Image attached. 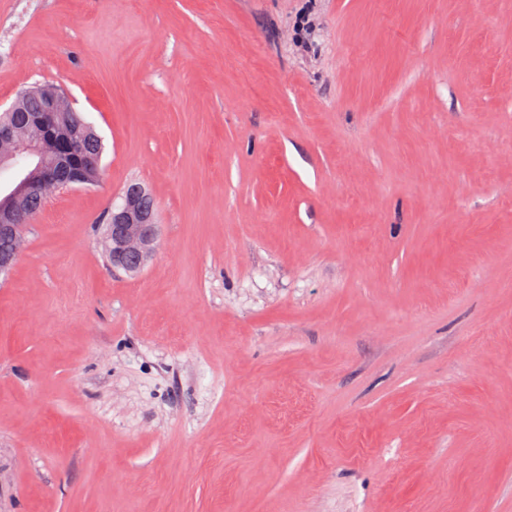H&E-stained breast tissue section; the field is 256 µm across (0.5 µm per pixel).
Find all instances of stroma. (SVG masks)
<instances>
[{
    "instance_id": "35a3bbf8",
    "label": "stroma",
    "mask_w": 512,
    "mask_h": 512,
    "mask_svg": "<svg viewBox=\"0 0 512 512\" xmlns=\"http://www.w3.org/2000/svg\"><path fill=\"white\" fill-rule=\"evenodd\" d=\"M33 84L103 177L0 282V512H512V0H0ZM111 224L109 214L105 224V255L112 269H121L128 275H137L145 267L158 243V224L154 198L140 183H131L122 192V203L113 206ZM108 224V235L106 233ZM109 238L112 240V246Z\"/></svg>"
}]
</instances>
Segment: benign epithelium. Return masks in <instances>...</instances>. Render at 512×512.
<instances>
[{"label":"benign epithelium","mask_w":512,"mask_h":512,"mask_svg":"<svg viewBox=\"0 0 512 512\" xmlns=\"http://www.w3.org/2000/svg\"><path fill=\"white\" fill-rule=\"evenodd\" d=\"M56 98H44L41 109L30 114L28 124L39 128L42 135L17 139L14 129H0V140L11 142L9 152L0 153V165L21 157L11 178L0 183V236L17 242L9 255L0 256V275L9 272L21 253L23 233L33 208L17 205V201L40 202L46 190H70L85 187V169L94 161L83 156L86 127L62 120ZM108 235L112 240V267L128 275H137L145 267L158 243V224L154 198L140 183H131L122 192V203L112 208Z\"/></svg>","instance_id":"benign-epithelium-1"}]
</instances>
